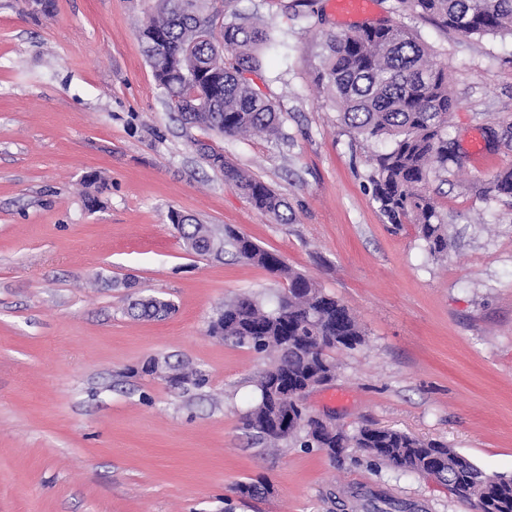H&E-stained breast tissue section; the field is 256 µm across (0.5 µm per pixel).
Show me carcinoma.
Wrapping results in <instances>:
<instances>
[{
  "instance_id": "obj_1",
  "label": "carcinoma",
  "mask_w": 512,
  "mask_h": 512,
  "mask_svg": "<svg viewBox=\"0 0 512 512\" xmlns=\"http://www.w3.org/2000/svg\"><path fill=\"white\" fill-rule=\"evenodd\" d=\"M208 0H155L154 14L139 32L146 44L165 38L169 58L150 62L169 111L187 125L226 137L247 138L281 134L275 105L245 77L260 67L255 50L270 41L255 16L209 10ZM400 7L427 17L439 27L462 34H511L512 0H398ZM206 69L199 80L196 73ZM318 83L336 98L339 120L366 143H388L370 157L369 182L379 210L390 224L410 222L432 256L447 254V225L425 191L433 177L461 167L448 149L445 130L455 108L448 90V73L410 31L385 20L329 35L324 43ZM224 181L236 187L259 211L288 223V203L274 189L241 168L224 161L213 148L201 152ZM486 197L512 196V169L497 173L478 188ZM192 252L232 254L287 283L267 309L250 296L224 306L208 326L211 336L232 340L276 359L257 380L259 397L245 416V425L270 447L285 439L273 417L284 392L316 379L326 384L336 377L333 352L354 350L364 332L350 311L324 292L309 276L288 266L248 235L232 228L219 237L193 216L175 226ZM174 312L171 303L155 297L135 300L128 314L161 320ZM302 424L291 438L334 459L359 448L393 468L435 477L458 496L474 503L477 512H512V476L488 474L447 445L392 429L359 427L349 434L336 426L319 431L304 410L289 407ZM236 492L254 497L267 491L264 478L242 482Z\"/></svg>"
}]
</instances>
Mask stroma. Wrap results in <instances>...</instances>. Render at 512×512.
I'll use <instances>...</instances> for the list:
<instances>
[{
	"label": "stroma",
	"mask_w": 512,
	"mask_h": 512,
	"mask_svg": "<svg viewBox=\"0 0 512 512\" xmlns=\"http://www.w3.org/2000/svg\"><path fill=\"white\" fill-rule=\"evenodd\" d=\"M212 2L269 29L252 79L279 138L217 136L168 111L138 35L154 0H0V512H359L357 492L475 512L353 449L334 462L290 441L265 450L243 417L270 359L207 328L240 295L272 303L279 284L232 254L187 252L168 212L247 234L357 317L366 342L336 352L311 415L440 440L512 475V198L478 192L512 168V142L472 149L485 127H512V37L373 0L369 18L410 28L457 101L447 137L464 166L427 185L448 225L437 258L381 214L371 148L316 84L327 34L364 19L334 0L307 17L292 0ZM199 141L281 194L291 221L226 184ZM148 294L176 313L129 317ZM152 358L162 373H144ZM183 364L204 385L178 381ZM258 477L270 494L237 496Z\"/></svg>",
	"instance_id": "1"
}]
</instances>
